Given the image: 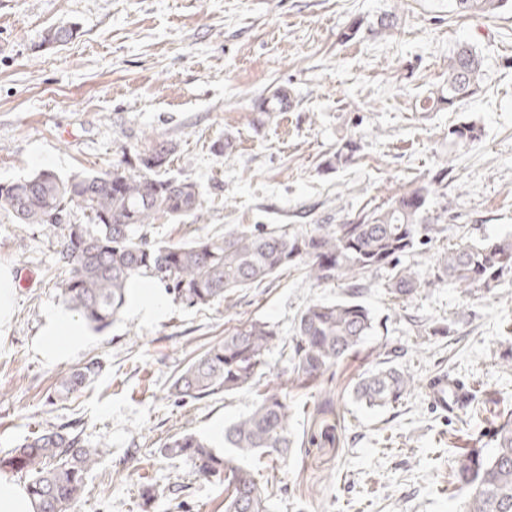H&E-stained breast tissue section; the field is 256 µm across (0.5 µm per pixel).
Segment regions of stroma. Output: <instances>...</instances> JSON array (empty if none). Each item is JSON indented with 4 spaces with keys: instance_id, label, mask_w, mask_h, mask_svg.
Returning a JSON list of instances; mask_svg holds the SVG:
<instances>
[{
    "instance_id": "stroma-1",
    "label": "stroma",
    "mask_w": 512,
    "mask_h": 512,
    "mask_svg": "<svg viewBox=\"0 0 512 512\" xmlns=\"http://www.w3.org/2000/svg\"><path fill=\"white\" fill-rule=\"evenodd\" d=\"M388 11L398 28L374 30ZM356 19L358 36L342 41ZM59 25L77 37L43 47ZM461 43L484 58L479 93L454 112L416 111ZM279 89L290 107L262 117L259 102ZM461 122L481 130L466 148L448 135ZM349 138L360 145L354 161L326 168ZM156 141L174 148L167 176L196 183L203 201L201 217L149 226L164 244L220 237L234 224H340L451 164L443 222L452 232L406 258L423 286L402 302L387 290L389 270L370 276L359 300L371 335L331 381L292 389L298 445L255 473L276 488L270 512H457L459 461L476 446L493 450L481 430L512 415V279L466 289L434 272L449 236L512 235V10L462 17L448 0H0V183L41 169L108 170ZM222 141L231 144L223 154ZM61 244L60 231L0 213V266L17 281L13 320L0 330V453L69 425L109 448L72 512H224L222 480L159 450L175 434L222 447L225 425L256 391L183 402L169 394L175 376L260 319L278 332L265 376L276 382L299 314L345 287L285 269L206 306L169 294L146 315L129 303L108 328L77 337L74 354L51 360L39 339L47 318L67 310ZM92 358L103 368L90 388L55 399L57 379ZM385 359L413 374L414 390L386 408L361 406L353 386ZM442 374L475 395L470 408L433 405L428 385ZM146 483L159 495L145 511Z\"/></svg>"
}]
</instances>
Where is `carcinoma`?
Segmentation results:
<instances>
[{
  "label": "carcinoma",
  "mask_w": 512,
  "mask_h": 512,
  "mask_svg": "<svg viewBox=\"0 0 512 512\" xmlns=\"http://www.w3.org/2000/svg\"><path fill=\"white\" fill-rule=\"evenodd\" d=\"M512 0H449L460 15H491ZM74 36L70 27L50 28L43 43L52 46ZM484 57L468 44L448 56V79L421 100L424 112L455 110L479 88ZM449 134L459 146L479 139L478 129L461 122ZM359 150L345 141L326 161L330 168L347 165ZM173 147L157 142L105 172H82L67 178L49 170L0 185V212L18 224H45L61 229L60 261L65 268L60 293L79 320L96 330L112 323L126 302L129 284L148 276L188 306L207 305L241 288L261 283L285 268L321 285L341 282L349 296L334 302H314L299 315L291 338L287 381L266 384L249 411L224 426V455L192 434L168 439L160 449L166 458L187 457L208 477L224 476V512H268V486L257 481L247 461L288 456L295 441L288 386L306 387L334 375L344 359L357 353L373 330L370 311L356 296L373 272L391 271L388 290L405 301L422 286L420 273L401 264V257L433 235L448 206L438 207L439 189L448 187V169L428 182L390 199L371 212L342 224H308L297 231L272 224L262 231L237 224L224 238H198L188 243L160 245L141 230L160 217L196 215L203 209L197 185L178 178H162ZM92 216V224L71 222L73 210ZM512 275V237L460 241L448 245L434 273L438 282L463 288H494ZM277 332L261 320L241 325L224 341L205 350L181 370L171 395L184 401L218 392L233 393L260 382L266 355ZM102 371L90 359L63 374L55 393L68 397L80 392ZM415 387L414 376L389 361L362 376L352 394L369 408L400 402ZM474 396L462 394L448 382V411L463 409ZM491 455L471 449L457 469L464 497L459 512H512V419L495 426ZM104 445L90 446L77 435L51 431L26 439L0 456V470L29 476L27 491L37 512H71L86 474L107 455Z\"/></svg>",
  "instance_id": "1"
}]
</instances>
